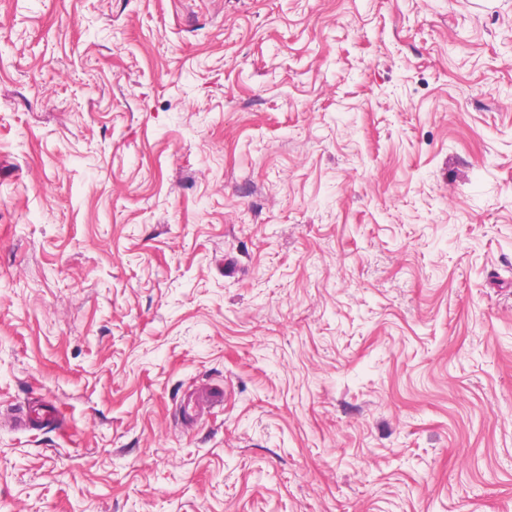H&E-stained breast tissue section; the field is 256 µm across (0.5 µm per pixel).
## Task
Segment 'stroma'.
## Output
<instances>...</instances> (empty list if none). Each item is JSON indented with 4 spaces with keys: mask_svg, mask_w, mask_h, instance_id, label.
<instances>
[{
    "mask_svg": "<svg viewBox=\"0 0 512 512\" xmlns=\"http://www.w3.org/2000/svg\"><path fill=\"white\" fill-rule=\"evenodd\" d=\"M0 512H512V0H0Z\"/></svg>",
    "mask_w": 512,
    "mask_h": 512,
    "instance_id": "1",
    "label": "stroma"
}]
</instances>
